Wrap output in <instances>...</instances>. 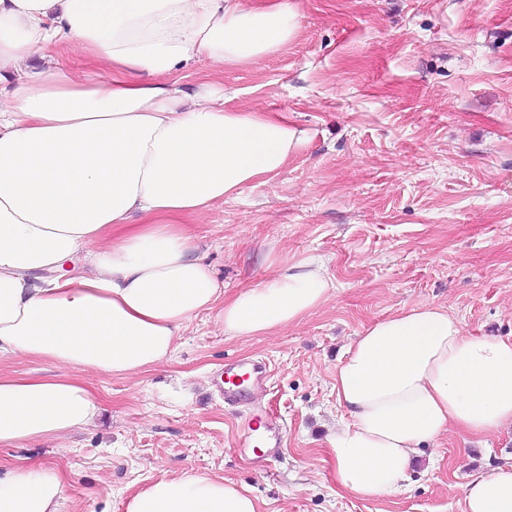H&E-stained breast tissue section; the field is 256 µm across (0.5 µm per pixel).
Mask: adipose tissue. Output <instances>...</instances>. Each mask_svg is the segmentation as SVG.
Returning <instances> with one entry per match:
<instances>
[{
  "label": "adipose tissue",
  "mask_w": 512,
  "mask_h": 512,
  "mask_svg": "<svg viewBox=\"0 0 512 512\" xmlns=\"http://www.w3.org/2000/svg\"><path fill=\"white\" fill-rule=\"evenodd\" d=\"M295 0H0V447L60 438L100 403L84 372L133 377L170 361L183 326L217 310L247 339L299 324L333 288L322 265L280 268L223 302L182 218L275 175L301 146L295 122L225 107L224 84L171 74L204 57L242 66L298 31ZM74 46L81 64L60 53ZM130 232L112 237L113 228ZM349 421L331 433L349 494L397 492L421 444L512 427V339L473 336L441 306L367 326L336 368ZM56 467L0 461V512H60ZM465 512H512V464L473 476ZM125 512H260L250 491L175 472L129 493ZM0 369L18 373H34L40 376H51L56 373L49 363L38 358L17 360L4 357L0 359Z\"/></svg>",
  "instance_id": "ef3b65f1"
}]
</instances>
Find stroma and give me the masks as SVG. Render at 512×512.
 <instances>
[{"instance_id": "obj_1", "label": "stroma", "mask_w": 512, "mask_h": 512, "mask_svg": "<svg viewBox=\"0 0 512 512\" xmlns=\"http://www.w3.org/2000/svg\"><path fill=\"white\" fill-rule=\"evenodd\" d=\"M298 37L224 70V105L291 113L305 132L277 175L187 220L225 299L279 267L322 263L334 295L273 336L187 322L172 360L133 379L87 374L102 405L65 439L1 448L68 476L63 512H124L128 491L213 472L261 512H463L470 475L512 462V430L453 432L420 448L399 492L340 491L327 437L348 414L334 376L364 328L418 304L466 332L512 337V0H296ZM262 359L253 402L283 423L280 448L241 457L245 408L215 383Z\"/></svg>"}]
</instances>
